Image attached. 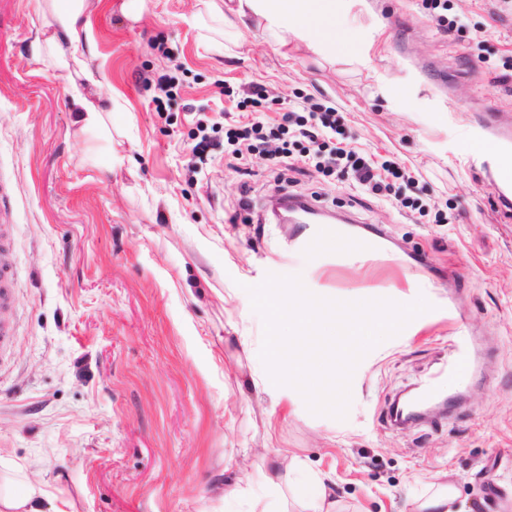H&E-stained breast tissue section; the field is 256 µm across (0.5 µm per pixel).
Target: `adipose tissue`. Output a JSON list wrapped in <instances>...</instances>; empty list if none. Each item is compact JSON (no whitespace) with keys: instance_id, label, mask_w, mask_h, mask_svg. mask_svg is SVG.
I'll return each mask as SVG.
<instances>
[{"instance_id":"1","label":"adipose tissue","mask_w":512,"mask_h":512,"mask_svg":"<svg viewBox=\"0 0 512 512\" xmlns=\"http://www.w3.org/2000/svg\"><path fill=\"white\" fill-rule=\"evenodd\" d=\"M346 5V0H238L237 14L257 18L279 47H287L295 38L308 42L313 50L348 56L353 45L342 22ZM49 6L56 28L45 40L34 41L33 50L49 51L55 66L66 73L65 92L78 122L85 128L96 127L102 108L94 102L90 88L97 80L78 56L79 50L92 47L82 21L86 0H49ZM262 483L270 490L290 489L309 512H334L331 485L298 458H281Z\"/></svg>"}]
</instances>
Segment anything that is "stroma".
Wrapping results in <instances>:
<instances>
[{"label": "stroma", "mask_w": 512, "mask_h": 512, "mask_svg": "<svg viewBox=\"0 0 512 512\" xmlns=\"http://www.w3.org/2000/svg\"><path fill=\"white\" fill-rule=\"evenodd\" d=\"M122 2L87 0L112 109L85 129L60 71L31 51L53 31L46 0H0V224L18 288L0 484L37 485L44 512H250L249 497L225 501L226 481L261 491L285 452L330 477L338 512H412L448 483L462 512H512V223L466 148L481 113L512 114V16L449 0L463 24L449 37L421 0H352L357 55L341 61L297 40L280 54L236 0H143L134 14ZM253 85L268 128L301 96L336 106L346 143L415 177L420 210L285 158L278 139L232 161L225 133L243 119L224 91ZM284 194L375 231L376 258L312 262V225L272 212ZM270 273L432 309L359 362L345 419L315 415L259 356L263 320L239 283ZM456 349L471 363L451 386L457 418L395 425V398Z\"/></svg>", "instance_id": "1"}]
</instances>
